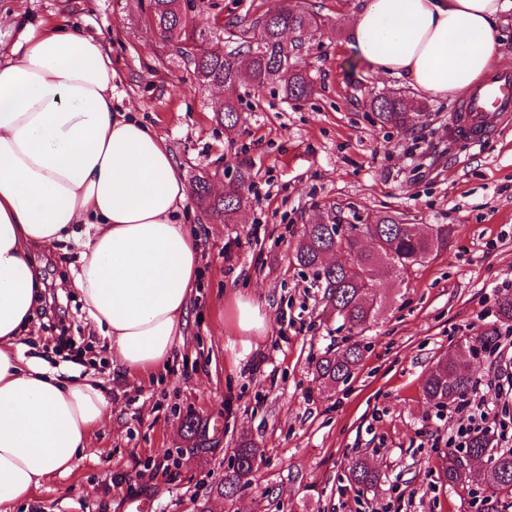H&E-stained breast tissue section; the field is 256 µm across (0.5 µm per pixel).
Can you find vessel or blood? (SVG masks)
Instances as JSON below:
<instances>
[{
  "mask_svg": "<svg viewBox=\"0 0 512 512\" xmlns=\"http://www.w3.org/2000/svg\"><path fill=\"white\" fill-rule=\"evenodd\" d=\"M453 132L458 139L480 142L492 136L498 121L512 112V74L503 73L472 90L462 103Z\"/></svg>",
  "mask_w": 512,
  "mask_h": 512,
  "instance_id": "1",
  "label": "vessel or blood"
}]
</instances>
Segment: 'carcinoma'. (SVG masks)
<instances>
[{
    "label": "carcinoma",
    "instance_id": "1",
    "mask_svg": "<svg viewBox=\"0 0 512 512\" xmlns=\"http://www.w3.org/2000/svg\"><path fill=\"white\" fill-rule=\"evenodd\" d=\"M144 23L164 41L176 46L183 64L192 69L199 83L221 85L227 89L236 86L247 70L250 79L258 86H272L291 100L313 96L316 85L308 71L298 64V46L284 43L287 33L307 35L320 24L317 11L307 6L288 3L273 13L252 23L259 31L257 42H246L243 49L223 54L211 50L195 37L193 20L182 9L180 0H149ZM245 53L246 67H241L236 54ZM371 110L377 113L380 123L401 127L406 125L410 106L395 94L378 95L371 101ZM218 116L224 127L232 129L238 122L237 101L228 96ZM250 175L245 168L236 170L233 178L224 186V195L211 193L209 181L199 176L194 181V193L200 208L208 215L224 219L226 224L239 222V214L245 206V188ZM371 234L374 248L371 251L359 247L357 225L349 229L340 224H308L305 226L296 250L297 263L316 273L327 304L336 320L350 331L358 333L367 328L379 313L376 284L370 277L373 268L387 265L400 279L410 267L422 263L433 253L448 249L452 228L437 224L431 232L419 234L415 225L404 224L392 215L376 217L364 225ZM362 360L360 344L347 345L334 353H326L314 366L318 378L327 383H346ZM474 380L469 353L461 349L448 360H439L425 374L422 382L424 398L436 405L459 400L471 389ZM465 451L473 457L486 459L483 470L462 464L458 450H448L445 455L443 478L448 488L472 489L486 485L491 494L482 501V512H499V501L512 497V451H494L491 439L485 435L469 440ZM259 449L253 442L243 439L234 452V458L224 480L211 493L233 503L242 486L250 481ZM349 478L362 490L373 488L380 475L365 462L356 460L349 467Z\"/></svg>",
    "mask_w": 512,
    "mask_h": 512
}]
</instances>
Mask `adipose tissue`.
Wrapping results in <instances>:
<instances>
[{
    "label": "adipose tissue",
    "instance_id": "ef3b65f1",
    "mask_svg": "<svg viewBox=\"0 0 512 512\" xmlns=\"http://www.w3.org/2000/svg\"><path fill=\"white\" fill-rule=\"evenodd\" d=\"M512 0H365L353 46L374 73L432 98L492 70ZM112 57L68 22L0 46V512L68 475L111 409L102 380L60 378L28 355L45 283L34 253L85 225L75 290L126 376L156 373L185 342L200 238L165 139L115 112Z\"/></svg>",
    "mask_w": 512,
    "mask_h": 512
}]
</instances>
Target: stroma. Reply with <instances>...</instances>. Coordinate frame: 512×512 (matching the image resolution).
Listing matches in <instances>:
<instances>
[{
    "label": "stroma",
    "instance_id": "stroma-1",
    "mask_svg": "<svg viewBox=\"0 0 512 512\" xmlns=\"http://www.w3.org/2000/svg\"><path fill=\"white\" fill-rule=\"evenodd\" d=\"M296 2L315 4L324 21L298 58L316 94L288 100L242 81L232 91L239 123L228 132L215 88L200 85L174 46L142 23L149 0H0V12L17 21L0 27L2 44L23 26L62 20L101 35L116 71L115 109L135 112L165 138L185 183L203 175L220 189L237 168L251 175L238 223L188 203L203 246L200 275L185 344L156 375L125 378L75 292L58 294V281L79 267L80 246L38 252L49 316L29 344L51 367L103 379L112 409L92 454L14 512H125L124 497L142 493L154 498L151 512H197L244 437L260 456L233 512H480L474 495L441 478L447 412L425 400L421 381L458 345L480 346L508 326L496 286L512 281V118L481 143L449 136L461 98L434 99L405 78L376 75L353 48L350 23L364 0ZM280 5L194 0L191 16L209 48L229 52ZM390 91L413 108L406 126L384 128L372 117L371 98ZM385 214L448 224L453 234L405 281L375 268L382 307L356 334L330 316L314 270L298 265L294 248L316 220L363 224ZM240 296L260 302L268 319L248 350L234 318ZM60 320L96 361L53 353ZM355 341L364 355L352 378L319 380L316 360ZM190 416L205 446L188 438ZM356 458L382 475L364 494L348 478Z\"/></svg>",
    "mask_w": 512,
    "mask_h": 512
}]
</instances>
